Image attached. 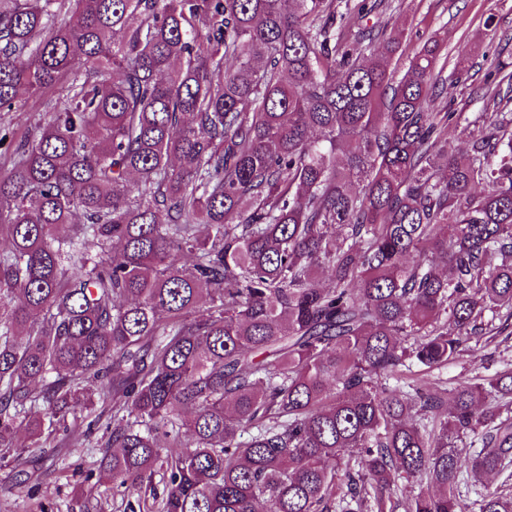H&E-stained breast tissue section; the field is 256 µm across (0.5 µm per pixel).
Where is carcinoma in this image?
Masks as SVG:
<instances>
[{"label": "carcinoma", "mask_w": 512, "mask_h": 512, "mask_svg": "<svg viewBox=\"0 0 512 512\" xmlns=\"http://www.w3.org/2000/svg\"><path fill=\"white\" fill-rule=\"evenodd\" d=\"M350 22L0 0V111L67 99L0 136V466L110 404L89 473L140 505L163 469L147 512H386L404 482L406 512H512L486 481L512 465V363L431 379L512 319V114L458 152L438 45L397 76L399 34L362 60ZM25 112H0V127L2 129H17L21 133L34 131L39 124L47 121L53 112H58L65 105L61 93L30 96L24 99Z\"/></svg>", "instance_id": "obj_1"}]
</instances>
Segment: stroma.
Instances as JSON below:
<instances>
[{
  "mask_svg": "<svg viewBox=\"0 0 512 512\" xmlns=\"http://www.w3.org/2000/svg\"><path fill=\"white\" fill-rule=\"evenodd\" d=\"M361 27L401 31L399 48L388 67L403 72L429 42L438 43L441 94L433 109L454 113L453 143L465 151L481 127L493 92H512V78L495 73L493 59L512 60V0H376ZM20 112H0V127L20 132L35 129L65 105L61 93L30 96ZM512 359L507 344L464 351L440 372L454 380L484 373L486 366ZM103 430H96L83 451L50 448L28 467L29 482L15 471L0 469V512H126L127 497L109 482L88 481L84 471L100 458Z\"/></svg>",
  "mask_w": 512,
  "mask_h": 512,
  "instance_id": "stroma-1",
  "label": "stroma"
}]
</instances>
